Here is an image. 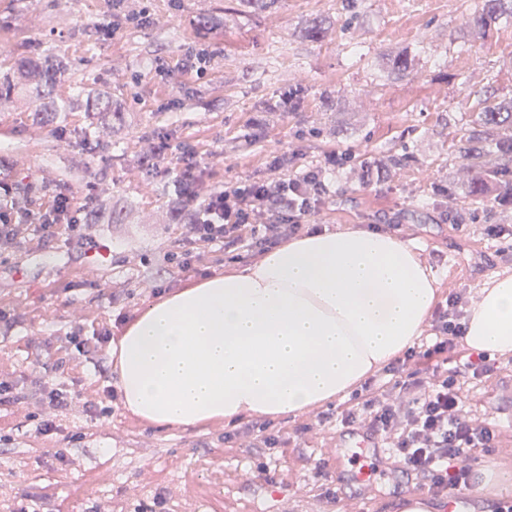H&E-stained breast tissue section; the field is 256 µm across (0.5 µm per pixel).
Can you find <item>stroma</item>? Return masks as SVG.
<instances>
[{
  "instance_id": "1",
  "label": "stroma",
  "mask_w": 512,
  "mask_h": 512,
  "mask_svg": "<svg viewBox=\"0 0 512 512\" xmlns=\"http://www.w3.org/2000/svg\"><path fill=\"white\" fill-rule=\"evenodd\" d=\"M148 8L152 24L121 23L102 39L98 26ZM475 0H278L257 11L241 0H0V71L22 57L63 59L57 85L66 98L96 84L117 96L127 119L89 152L86 112L48 125L19 97L0 107V202L20 184L34 205L64 192L88 204L98 223L87 234L107 242L94 259L60 237L26 230L0 249V512H402L411 498L431 512H504L512 489V356L463 386L470 417L492 424V447L478 451L470 487L455 501L434 495L423 476L403 470L376 436L340 423L347 397L268 423L267 448L251 420L186 430H154L108 397L118 374L112 339L163 293L227 269L219 249L201 250L179 272L183 221L169 206L174 156L194 146L203 189L269 177L270 154L300 151V164L328 169L330 192L309 224L330 230L378 229L415 242L440 281V300H471L497 275L512 273V243L484 233L511 224L512 203L464 205L449 184L473 172L456 149L464 115L482 101L512 97V23L486 31L467 24ZM323 23L318 38L302 29ZM397 50L413 58L404 75L381 69ZM206 56V72L181 69ZM298 93L299 110L283 107ZM160 149L155 169L141 158ZM347 164L329 166L330 154ZM399 158L383 177L363 180L361 160ZM126 220L111 223L113 206ZM109 334L90 358L72 360V337ZM66 390V406L42 387ZM111 408L95 416L87 402ZM51 431H44L45 423ZM368 440L363 463L376 480L359 485L337 473L349 439Z\"/></svg>"
}]
</instances>
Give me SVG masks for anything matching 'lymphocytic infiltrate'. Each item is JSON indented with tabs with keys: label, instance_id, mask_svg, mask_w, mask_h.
Wrapping results in <instances>:
<instances>
[{
	"label": "lymphocytic infiltrate",
	"instance_id": "lymphocytic-infiltrate-1",
	"mask_svg": "<svg viewBox=\"0 0 512 512\" xmlns=\"http://www.w3.org/2000/svg\"><path fill=\"white\" fill-rule=\"evenodd\" d=\"M288 161L284 154L273 157L267 179L228 183L203 193L198 188L201 158L193 147H184L175 159V188L191 204L186 244L220 246L256 259L304 232L305 219L317 212L328 193L326 170L309 166L291 176ZM84 213L62 192L35 211L11 203L0 210V244L12 242L24 223L36 225L51 239L80 235ZM463 317L461 296L449 297L436 312L435 343L409 348L396 359L390 370L397 373V381L365 383L359 401L341 419L344 425L379 435L406 470L428 478L430 490L446 496L469 487L474 451L490 447L495 439L489 425L463 410L460 369L476 378L492 370L484 353L466 357L462 368H454Z\"/></svg>",
	"mask_w": 512,
	"mask_h": 512
}]
</instances>
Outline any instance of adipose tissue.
I'll return each instance as SVG.
<instances>
[{
    "label": "adipose tissue",
    "mask_w": 512,
    "mask_h": 512,
    "mask_svg": "<svg viewBox=\"0 0 512 512\" xmlns=\"http://www.w3.org/2000/svg\"><path fill=\"white\" fill-rule=\"evenodd\" d=\"M438 294L395 233L305 234L145 307L112 346L120 400L160 429L300 415L414 346ZM464 324L468 348L512 355V274L479 289Z\"/></svg>",
    "instance_id": "1"
}]
</instances>
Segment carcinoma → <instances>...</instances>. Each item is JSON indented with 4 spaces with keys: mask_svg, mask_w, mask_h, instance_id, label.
<instances>
[{
    "mask_svg": "<svg viewBox=\"0 0 512 512\" xmlns=\"http://www.w3.org/2000/svg\"><path fill=\"white\" fill-rule=\"evenodd\" d=\"M512 18V9L504 0H482V6L473 17L474 26L489 29L503 17ZM66 70L65 64L50 59L24 58L13 69L0 77V104L11 102L20 92H26L38 102L36 112L54 118L62 112L82 107L95 113L96 118L114 124L124 121L121 105L112 100V94L91 89L80 99H59L55 95L57 83ZM471 128L457 148L459 157L474 170V177L458 192V199L485 204L492 199L493 188L501 196L512 195V98L507 101L483 102L481 111L470 120Z\"/></svg>",
    "mask_w": 512,
    "mask_h": 512,
    "instance_id": "1",
    "label": "carcinoma"
}]
</instances>
